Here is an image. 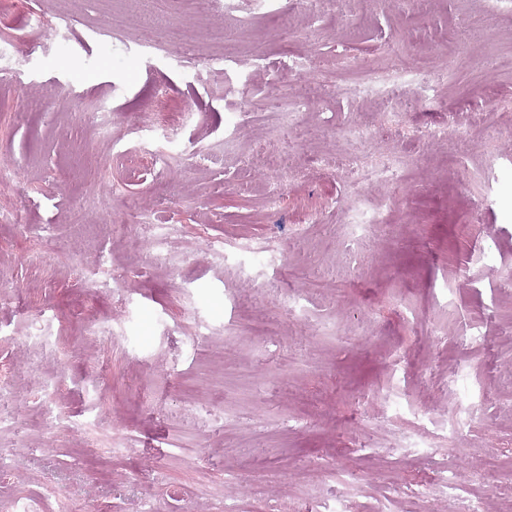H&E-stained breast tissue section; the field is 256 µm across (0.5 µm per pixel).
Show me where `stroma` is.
<instances>
[{
  "label": "stroma",
  "mask_w": 512,
  "mask_h": 512,
  "mask_svg": "<svg viewBox=\"0 0 512 512\" xmlns=\"http://www.w3.org/2000/svg\"><path fill=\"white\" fill-rule=\"evenodd\" d=\"M121 0H0V42L22 52L0 60V160L34 186L7 204L0 223V365L23 399L0 402V452L11 463L0 512L15 496L53 488L70 512H223L226 493L261 484L275 500L318 508L348 492L354 512H449L444 499L388 501L391 487L422 488L466 462L464 494L486 512H512L483 478L488 449L512 461V11L486 49L464 9L486 0H298L255 8L241 0H173L164 12L111 26ZM45 24L33 27L29 14ZM193 29L191 52L155 47L150 25ZM120 52L135 80L108 63ZM314 57L328 73L369 71L439 58L445 77L433 98L419 79L397 90L340 94L294 86L285 61ZM184 155L128 177L120 155L155 138L149 109L158 91ZM311 101L294 127L275 114L283 95ZM260 103L236 133L224 115ZM111 110L103 132L91 115ZM398 113L403 139L365 152L406 155L389 186L371 185L342 204L348 176L314 170L312 157L345 155L352 124ZM453 113L468 143L429 142L418 131ZM282 157L284 199L267 208L254 176ZM114 159L111 199L95 201L102 163ZM152 208L179 231L162 259L140 246L128 209ZM378 213L360 256L346 248L357 213ZM74 255L44 267L28 243ZM206 240L224 243L216 253ZM269 245L251 267L244 245ZM494 266H487L485 254ZM323 279L319 292L307 290ZM150 313L166 329L151 350L130 346L125 312ZM273 333H248L246 320ZM248 368L249 378L236 375ZM401 398L394 416L383 395ZM126 424L131 453L100 444L113 414ZM423 436L435 447H380ZM313 481L293 483L294 470Z\"/></svg>",
  "instance_id": "obj_1"
}]
</instances>
